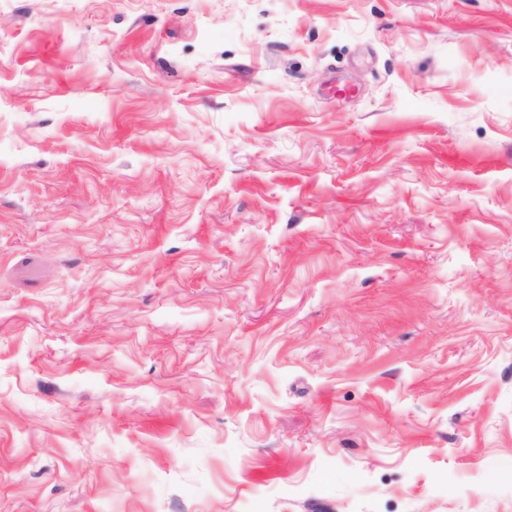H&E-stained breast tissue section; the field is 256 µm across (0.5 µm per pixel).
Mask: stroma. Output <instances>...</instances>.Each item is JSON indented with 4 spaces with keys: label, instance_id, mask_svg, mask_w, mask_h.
I'll use <instances>...</instances> for the list:
<instances>
[{
    "label": "stroma",
    "instance_id": "35a3bbf8",
    "mask_svg": "<svg viewBox=\"0 0 512 512\" xmlns=\"http://www.w3.org/2000/svg\"><path fill=\"white\" fill-rule=\"evenodd\" d=\"M0 512H512V0H0Z\"/></svg>",
    "mask_w": 512,
    "mask_h": 512
}]
</instances>
